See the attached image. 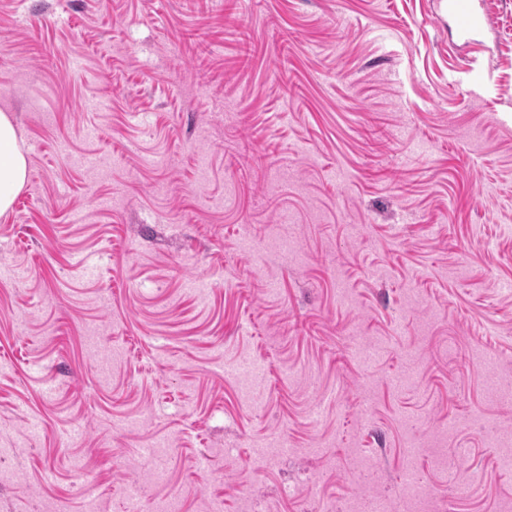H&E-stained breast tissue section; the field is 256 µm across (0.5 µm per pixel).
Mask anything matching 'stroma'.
<instances>
[{"label": "stroma", "instance_id": "35a3bbf8", "mask_svg": "<svg viewBox=\"0 0 512 512\" xmlns=\"http://www.w3.org/2000/svg\"><path fill=\"white\" fill-rule=\"evenodd\" d=\"M484 2L466 43L436 0H0L29 162L0 512H399L413 441L442 512H512V0Z\"/></svg>", "mask_w": 512, "mask_h": 512}]
</instances>
